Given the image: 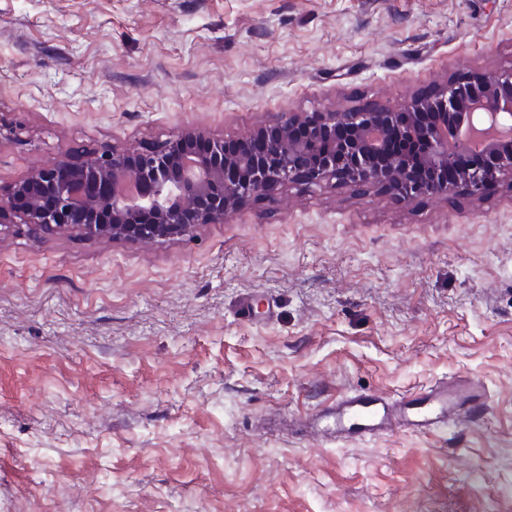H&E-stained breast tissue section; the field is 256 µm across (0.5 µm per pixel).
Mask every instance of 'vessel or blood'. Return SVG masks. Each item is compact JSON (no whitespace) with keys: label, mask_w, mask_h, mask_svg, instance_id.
<instances>
[{"label":"vessel or blood","mask_w":512,"mask_h":512,"mask_svg":"<svg viewBox=\"0 0 512 512\" xmlns=\"http://www.w3.org/2000/svg\"><path fill=\"white\" fill-rule=\"evenodd\" d=\"M482 397L481 387L471 376L452 381L441 379L396 399L356 391L339 396L320 413L305 418L303 425L315 434L321 423L328 422L337 438L350 440L396 429L428 433L445 420L458 416L464 403Z\"/></svg>","instance_id":"b4317fda"}]
</instances>
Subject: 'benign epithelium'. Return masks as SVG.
Masks as SVG:
<instances>
[{
  "label": "benign epithelium",
  "mask_w": 512,
  "mask_h": 512,
  "mask_svg": "<svg viewBox=\"0 0 512 512\" xmlns=\"http://www.w3.org/2000/svg\"><path fill=\"white\" fill-rule=\"evenodd\" d=\"M338 127L348 129L340 140ZM259 136L266 146L256 154L228 156L210 141L198 150L194 144L204 135L189 127L148 153L59 158L0 196V235L24 226L35 237L76 232L100 241L170 240L201 224H222L253 198L273 199L292 183L370 185L407 202L462 185L478 196L493 182L512 187V68L450 80L399 109L284 112L249 139ZM393 138L422 139L427 151L406 159L388 150ZM477 141L490 164L448 181V169Z\"/></svg>",
  "instance_id": "7a95c632"
}]
</instances>
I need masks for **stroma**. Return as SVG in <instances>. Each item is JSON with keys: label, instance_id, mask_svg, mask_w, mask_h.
<instances>
[{"label": "stroma", "instance_id": "35a3bbf8", "mask_svg": "<svg viewBox=\"0 0 512 512\" xmlns=\"http://www.w3.org/2000/svg\"><path fill=\"white\" fill-rule=\"evenodd\" d=\"M510 67L512 0H0V193ZM460 375L483 405L426 434L296 424ZM0 512H512V189L294 184L175 240L1 236Z\"/></svg>", "mask_w": 512, "mask_h": 512}]
</instances>
